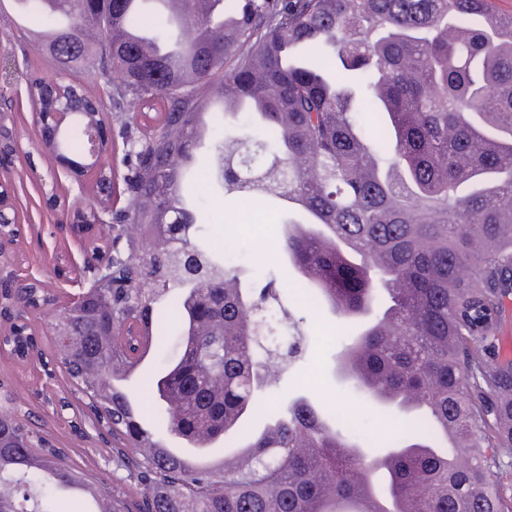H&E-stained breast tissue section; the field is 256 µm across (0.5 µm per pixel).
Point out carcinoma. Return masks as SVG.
<instances>
[{"instance_id":"obj_1","label":"carcinoma","mask_w":512,"mask_h":512,"mask_svg":"<svg viewBox=\"0 0 512 512\" xmlns=\"http://www.w3.org/2000/svg\"><path fill=\"white\" fill-rule=\"evenodd\" d=\"M46 31L63 75L91 64L120 112L163 101L149 139H131L126 181L132 220L154 249L117 277L156 288H100L63 310L72 330L58 345L77 365L79 390L144 486L140 512H378L367 484L404 504L398 512H503L499 453L512 448V360L498 336L512 298V14L490 0H160L182 38L165 48L139 31L141 0H95L79 24L74 0ZM217 94L224 118L247 103L263 138L215 145L210 172H190L203 109ZM377 139L363 133V104ZM230 196L293 204L310 217L285 225L281 250L316 300L360 332L336 356L369 398L421 410L416 428L379 457L294 398L240 451L213 468L172 452L144 429L117 387L149 352L154 305L180 291L170 313L181 352L149 380L157 423L174 438L203 430L212 444L241 429L260 394L300 357L265 337L298 339L299 321L273 282L242 287L240 270L198 237L182 194L187 174ZM214 271L210 287L170 274L184 249ZM82 474L63 448L0 419V512H50L43 492L74 491Z\"/></svg>"}]
</instances>
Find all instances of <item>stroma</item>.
<instances>
[{
	"label": "stroma",
	"instance_id": "obj_1",
	"mask_svg": "<svg viewBox=\"0 0 512 512\" xmlns=\"http://www.w3.org/2000/svg\"><path fill=\"white\" fill-rule=\"evenodd\" d=\"M52 25L53 18L48 14L21 21L13 17L11 8L0 10V50L13 60L12 75L7 77L0 73V129L19 137L23 148L13 167H0V180L12 183L13 204L22 227L16 268L19 273L38 278L42 277L44 269L43 246L54 247L63 255L77 250L73 239L59 229L60 223L73 218V210L67 203L71 180L66 177L61 183L52 184L48 175L49 162L41 146L40 128L34 119L35 107L26 92L28 78L38 76L49 80L55 76V67L44 48L30 37L31 31H43ZM67 80L80 86L87 96L104 100L105 112L112 115L110 133L118 160L119 182L111 205L113 212H128L130 196L125 180L135 160L127 154L121 123L130 121L137 136L150 135L160 124L164 106L158 103L132 116L115 111L109 101L108 88L89 67L74 69ZM21 169L26 172L22 178L17 175ZM254 207L253 200L212 191L205 182L194 194L202 236L216 249L231 246L236 254L234 264L243 270L247 280L259 285L274 280L283 304L303 319L305 353L276 386L263 393V407L276 408L300 392L306 393L315 407L331 419L346 417L352 406H359L358 433L366 448L381 453L387 443L411 431L410 417L362 405L360 394L335 378L332 373L334 356L352 327L334 317L321 304L308 302L298 292V276L277 249L282 230L279 214H271L265 223L257 224L251 217ZM57 317V307L50 305L32 320L41 358L19 361L0 353V382L11 390L19 415L45 418V429L56 447L67 449L70 457L93 480L111 483L112 493L120 501L123 512H137L136 505L143 499V487L128 477L109 445L94 433L84 439L78 438L67 425L47 415L49 400L65 397L77 409L83 408L85 402L59 363L53 335ZM160 326L164 336L161 347L150 351L120 384L149 426L153 425L154 418L145 377L155 371L161 361L175 356L180 341L178 325L172 318L162 316Z\"/></svg>",
	"mask_w": 512,
	"mask_h": 512
}]
</instances>
